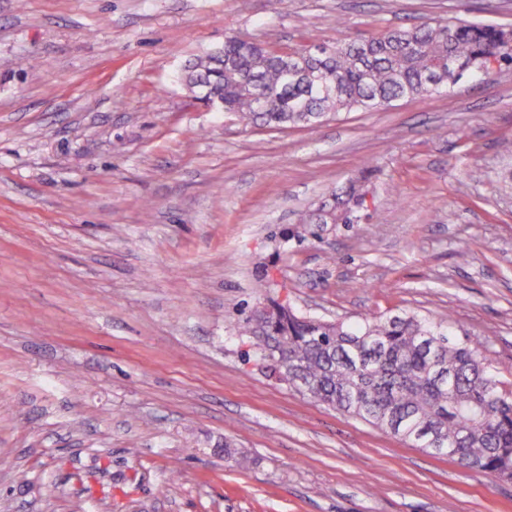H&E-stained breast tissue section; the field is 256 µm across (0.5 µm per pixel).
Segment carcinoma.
<instances>
[{
    "instance_id": "obj_1",
    "label": "carcinoma",
    "mask_w": 512,
    "mask_h": 512,
    "mask_svg": "<svg viewBox=\"0 0 512 512\" xmlns=\"http://www.w3.org/2000/svg\"><path fill=\"white\" fill-rule=\"evenodd\" d=\"M499 53L493 26L424 21L353 41L274 49L228 36L184 75L246 125L312 126L327 115L427 99ZM323 205L310 224L347 222L358 198ZM241 335L279 381L404 444L512 482V393L448 325L400 312L356 323L299 316L275 301L242 318Z\"/></svg>"
}]
</instances>
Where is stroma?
I'll use <instances>...</instances> for the list:
<instances>
[{
  "label": "stroma",
  "mask_w": 512,
  "mask_h": 512,
  "mask_svg": "<svg viewBox=\"0 0 512 512\" xmlns=\"http://www.w3.org/2000/svg\"><path fill=\"white\" fill-rule=\"evenodd\" d=\"M426 18L512 25V0H0V512H512V483L310 401L239 333L263 297L404 309L512 391V67L281 129L180 80L231 34ZM353 181L348 223H307Z\"/></svg>",
  "instance_id": "obj_1"
}]
</instances>
